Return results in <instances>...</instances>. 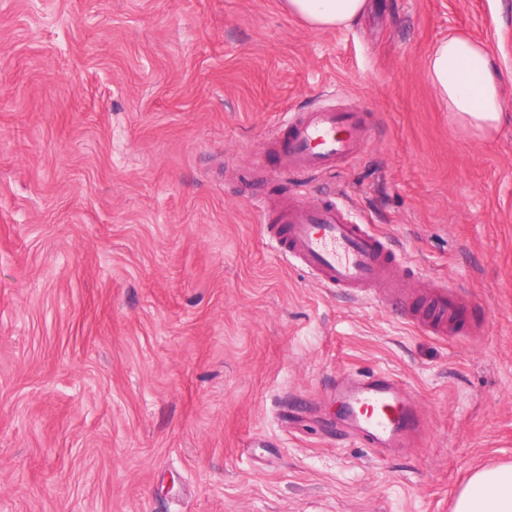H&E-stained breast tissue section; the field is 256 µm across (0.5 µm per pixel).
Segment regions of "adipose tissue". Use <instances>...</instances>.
<instances>
[{
	"instance_id": "obj_1",
	"label": "adipose tissue",
	"mask_w": 512,
	"mask_h": 512,
	"mask_svg": "<svg viewBox=\"0 0 512 512\" xmlns=\"http://www.w3.org/2000/svg\"><path fill=\"white\" fill-rule=\"evenodd\" d=\"M290 14L316 29L355 21L366 0H285ZM426 71L437 95L464 124L490 132L500 125L508 105L505 85L512 77L482 44L449 34L430 51ZM454 512H512V465L474 472L458 493Z\"/></svg>"
}]
</instances>
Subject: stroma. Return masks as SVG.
<instances>
[{
    "mask_svg": "<svg viewBox=\"0 0 512 512\" xmlns=\"http://www.w3.org/2000/svg\"><path fill=\"white\" fill-rule=\"evenodd\" d=\"M451 33L512 71V0H367L313 30L283 0H0V512H453L512 464V105L462 128L425 69ZM371 136L281 176L283 113ZM341 196L450 287L432 335L325 287L254 209ZM396 376L415 448L348 434L337 380Z\"/></svg>",
    "mask_w": 512,
    "mask_h": 512,
    "instance_id": "35a3bbf8",
    "label": "stroma"
}]
</instances>
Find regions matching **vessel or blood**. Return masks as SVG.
<instances>
[{
	"label": "vessel or blood",
	"instance_id": "b4317fda",
	"mask_svg": "<svg viewBox=\"0 0 512 512\" xmlns=\"http://www.w3.org/2000/svg\"><path fill=\"white\" fill-rule=\"evenodd\" d=\"M285 133L273 145L287 172L302 176L328 171L351 158L364 145L369 126L362 113L336 108L295 113L284 121ZM269 237L285 256L329 287L354 291H397L393 264L400 256L368 225L352 222L347 211L333 201L310 204L294 197L276 205L258 199ZM425 309L415 322L435 333H446L456 297L448 287L423 293ZM336 395L358 435L381 448H405L421 442L425 422L416 404L404 397L395 379L369 374Z\"/></svg>",
	"mask_w": 512,
	"mask_h": 512
}]
</instances>
